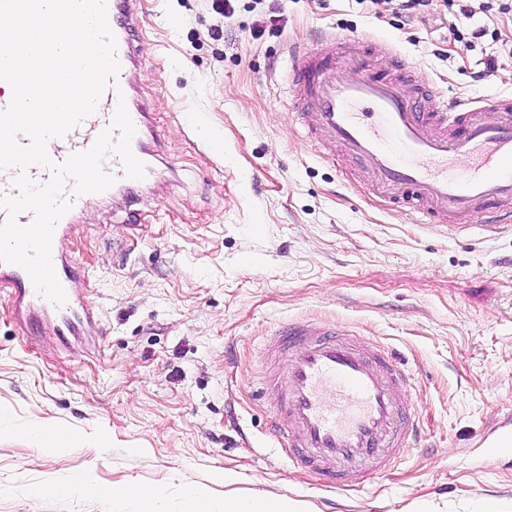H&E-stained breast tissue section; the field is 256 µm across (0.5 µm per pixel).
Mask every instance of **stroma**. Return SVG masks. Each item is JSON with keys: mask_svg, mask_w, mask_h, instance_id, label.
<instances>
[{"mask_svg": "<svg viewBox=\"0 0 512 512\" xmlns=\"http://www.w3.org/2000/svg\"><path fill=\"white\" fill-rule=\"evenodd\" d=\"M481 2L411 20L391 0H233L227 17L211 0H137L130 81L164 134L157 186L92 207L69 243L74 290L97 310L82 335L21 328L0 292V512H139L74 490L86 473L173 510L197 486L309 512H512V447L483 446L512 422V230L458 235L371 194L354 160L310 141L288 83L290 47L327 29L362 39L380 70L394 45L447 99L512 95V0ZM294 319L353 330L412 376L422 445L362 491L326 488L268 435L259 350ZM35 427L67 431L73 451L31 448ZM45 482L61 493L23 498Z\"/></svg>", "mask_w": 512, "mask_h": 512, "instance_id": "obj_1", "label": "stroma"}]
</instances>
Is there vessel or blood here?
<instances>
[{"label":"vessel or blood","instance_id":"obj_1","mask_svg":"<svg viewBox=\"0 0 512 512\" xmlns=\"http://www.w3.org/2000/svg\"><path fill=\"white\" fill-rule=\"evenodd\" d=\"M135 2L107 0L121 65L116 88L80 126L47 143L56 162L88 150L110 125L118 102H125L136 129L131 149L145 176L125 177L120 159L108 156L103 167L115 175L118 192L151 185L156 177L158 133L128 82L136 61ZM390 60L393 73L378 71L352 41L329 33L291 51L289 82L314 145L323 152L340 148L370 174L373 194L452 231L461 230L469 215L512 202V96L450 102L425 89L417 101L403 80L412 63L396 52ZM97 199L94 193L76 196L54 230L51 257L66 294L63 306L40 295L22 267L0 262V288L8 289L17 321H48L62 341L79 335L95 313L72 288L76 271L67 247L80 231V215ZM264 361L285 373L275 383L279 400L269 434L287 440L292 464L326 487L339 493L362 488L414 446L419 422L400 400L411 376L384 347L297 320L267 339Z\"/></svg>","mask_w":512,"mask_h":512}]
</instances>
